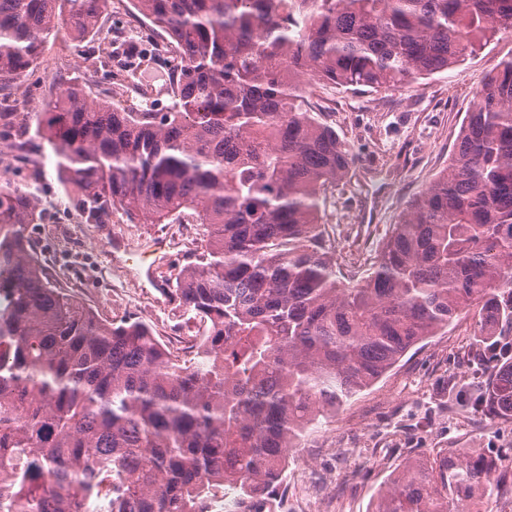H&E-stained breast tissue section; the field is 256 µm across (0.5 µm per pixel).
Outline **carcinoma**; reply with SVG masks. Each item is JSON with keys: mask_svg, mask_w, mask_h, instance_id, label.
Segmentation results:
<instances>
[{"mask_svg": "<svg viewBox=\"0 0 512 512\" xmlns=\"http://www.w3.org/2000/svg\"><path fill=\"white\" fill-rule=\"evenodd\" d=\"M177 63L138 76L169 104L132 110L57 87L36 127L66 195L98 224H200L173 275L193 337L186 365L143 321L115 323L39 267L37 195L0 178V512H238L277 493L285 449L404 355L477 309L492 388L512 419V56L476 93L448 166L345 281L322 224L354 163L307 111L306 84L405 87L502 31L512 0H130ZM108 0H0V87L66 29L97 35ZM498 458L406 463L372 512H450Z\"/></svg>", "mask_w": 512, "mask_h": 512, "instance_id": "carcinoma-1", "label": "carcinoma"}]
</instances>
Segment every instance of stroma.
Instances as JSON below:
<instances>
[{
    "label": "stroma",
    "mask_w": 512,
    "mask_h": 512,
    "mask_svg": "<svg viewBox=\"0 0 512 512\" xmlns=\"http://www.w3.org/2000/svg\"><path fill=\"white\" fill-rule=\"evenodd\" d=\"M149 30L129 0H109L100 34L73 39L67 31L50 38L35 67L11 90L22 125L35 130L56 78L81 83L123 105L131 100L107 67L92 68L99 46L116 42L135 51ZM512 56V32L447 71L389 90L354 92L320 83L309 89V109L321 113L354 156L347 181L327 194L323 222L345 276L356 275L379 247L408 201L448 164L459 129L473 107L476 90L504 58ZM56 158L40 145L7 176L35 186L54 211L49 224L64 228L58 242L49 224L28 228L64 263L54 281L107 321L138 319L162 342L181 325V308H143L134 274L119 276L109 242L125 237L129 251L168 232L165 224H108L72 219L75 210L55 172ZM474 312L461 313L448 328L411 349L400 363L336 415L311 428L288 454L285 487L303 497L308 512H369L378 490L405 461L437 451L467 450L502 459L495 478L512 483V422L477 412L473 377L482 363L475 355Z\"/></svg>",
    "instance_id": "obj_1"
}]
</instances>
